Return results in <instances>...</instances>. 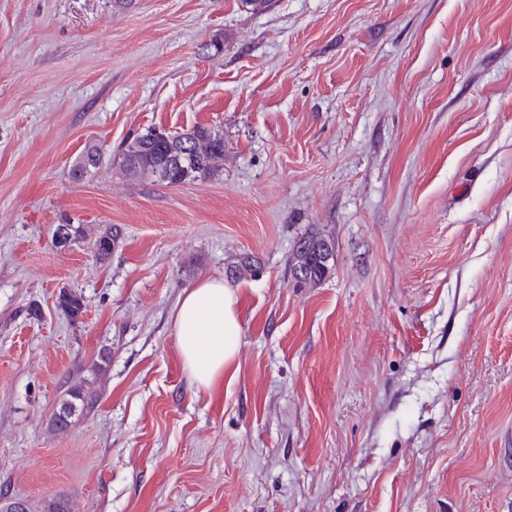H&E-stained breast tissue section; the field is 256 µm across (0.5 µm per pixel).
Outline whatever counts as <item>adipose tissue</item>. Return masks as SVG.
<instances>
[{
  "label": "adipose tissue",
  "instance_id": "adipose-tissue-1",
  "mask_svg": "<svg viewBox=\"0 0 512 512\" xmlns=\"http://www.w3.org/2000/svg\"><path fill=\"white\" fill-rule=\"evenodd\" d=\"M238 294L224 280L196 284L180 300L174 330L185 369L196 384L214 389L230 372L239 351Z\"/></svg>",
  "mask_w": 512,
  "mask_h": 512
}]
</instances>
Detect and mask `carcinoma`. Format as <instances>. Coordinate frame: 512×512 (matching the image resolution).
Listing matches in <instances>:
<instances>
[{"label": "carcinoma", "instance_id": "cac0c4a2", "mask_svg": "<svg viewBox=\"0 0 512 512\" xmlns=\"http://www.w3.org/2000/svg\"><path fill=\"white\" fill-rule=\"evenodd\" d=\"M181 146L189 151L184 159V168H166L168 155L174 146ZM224 159V135L203 126H195L190 130L173 136V140L160 139L149 131L129 141L121 150L120 169L124 174L139 179H150L166 186H178L187 182L203 181L216 174V164ZM101 152L99 148H87L77 165L74 174L81 177L91 168L99 166ZM83 233L81 226L59 224L54 232V244L65 247L75 241ZM119 232L107 230L100 235L94 244L95 256L99 260L108 259L114 250ZM332 256L330 240L317 235L300 238L293 249L291 273L304 272L294 285L303 287L319 284L326 279L331 271L327 258ZM58 308L71 318L78 317L83 310L82 296L74 291H63L57 301ZM91 395L83 388L76 387L69 393L54 414L51 426L57 432L65 431L71 417L76 411L75 402L85 406L89 404Z\"/></svg>", "mask_w": 512, "mask_h": 512}]
</instances>
